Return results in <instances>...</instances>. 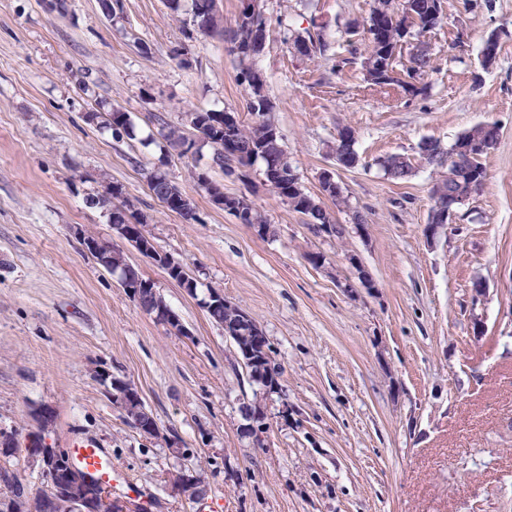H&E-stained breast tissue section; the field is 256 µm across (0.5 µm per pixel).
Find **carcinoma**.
<instances>
[{"label": "carcinoma", "instance_id": "obj_1", "mask_svg": "<svg viewBox=\"0 0 512 512\" xmlns=\"http://www.w3.org/2000/svg\"><path fill=\"white\" fill-rule=\"evenodd\" d=\"M215 0H192L191 15L188 25L200 26L198 32L210 19ZM409 8L418 17L420 25L432 28L441 24L445 18L443 0H405L401 4L397 0H372V6L364 32V52L362 60L363 81L371 88H400L403 92L417 96L425 92L426 87L416 88L403 78L414 70L419 78H424L433 69L432 53L428 50L420 52L410 60L411 68L403 67L399 70L389 62L395 45L402 37L401 29L394 23L393 17L403 6ZM231 38L238 44V51L233 54L236 63V78L245 96L247 113L250 121H239L233 125H224L218 119L223 111L216 109L196 108L187 112L190 117L191 129L197 132V139L202 146L211 149L219 148L223 151L224 162L230 161L251 170L259 164L263 175V183L267 190L293 211L303 214L308 219V225L317 235H323L341 241L345 238L346 230L343 225L336 223L332 213L313 195L306 192L300 179L288 176L292 169L288 161V154L283 145V136L272 134L277 128L273 118L274 106L264 104L268 94L267 81L260 80L261 69L257 66L258 55L250 51L255 44L257 32L243 20L235 23ZM294 46L298 53L309 59L322 56L330 49V43L318 35L297 36ZM87 120L100 124V127L112 132L117 139L124 137L136 138V127L129 113L115 108H105L98 104V110L88 113ZM349 137L336 144L335 151L347 159L346 166L351 167L357 162V153L354 149L356 142L355 131L348 129ZM158 146L163 154L178 151L187 141L179 127L164 126L159 132ZM498 132L494 125H478L462 133L448 146L447 154L452 155L457 150L466 147V141L479 139L496 144ZM385 174L395 181H405L411 175L410 164L402 155H390L380 162ZM487 177L485 157H480L469 164L468 176L459 179L458 165L448 162V173L441 179L433 192L443 193L465 191L469 184L484 180ZM145 178L150 190L155 195L182 198L183 191L172 181L168 174L157 167L145 171ZM107 190L127 212V223L145 225L148 217L138 211L119 184H110ZM243 208L242 220L245 224L255 225L265 233L271 232L265 214L254 203L246 204L240 195H224V210L234 214L238 208ZM209 319L219 326L227 328L240 336H251L258 330L256 320L243 308L224 300V306L214 312L208 313ZM275 395L273 391H263L257 388L252 390V396L242 402L241 415L248 411L267 406L268 400Z\"/></svg>", "mask_w": 512, "mask_h": 512}]
</instances>
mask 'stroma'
<instances>
[{"label": "stroma", "instance_id": "35a3bbf8", "mask_svg": "<svg viewBox=\"0 0 512 512\" xmlns=\"http://www.w3.org/2000/svg\"><path fill=\"white\" fill-rule=\"evenodd\" d=\"M372 0H266L259 66L288 158L307 192L334 172L347 200L335 209L345 241L319 236L306 216L248 180L211 165L212 150L161 157L147 137L182 126L194 107L244 112L223 36L173 18L164 0H120L111 22L99 0H0V430L18 447L0 455L40 485L27 448L92 440L136 482L151 512H512V0H444L433 30L425 94L364 87L361 33ZM499 32L495 63L483 42ZM322 33L312 59L292 40ZM186 45V60L174 57ZM104 102L129 112L136 139H114L85 115ZM499 130L482 190L452 224L427 238L435 165L422 142ZM355 129L359 162L338 164L342 127ZM413 164L401 183L380 158ZM163 166L190 196L185 222L150 191L144 170ZM209 170L225 193L247 195L274 233L255 235L214 206L192 180ZM121 184L159 249L197 278L188 293L159 265L129 251L186 334L156 322L100 267L74 233L112 238L103 182ZM362 215L363 230L354 217ZM326 255L314 267L307 253ZM355 254L374 285L342 288ZM220 288L248 311L283 368L259 446L240 432L252 387L232 341L201 301ZM133 382L162 440L132 428L108 394ZM287 416H280V408ZM54 420L41 428L39 415ZM184 447L169 452L167 439ZM206 469L209 494L174 491L169 473Z\"/></svg>", "mask_w": 512, "mask_h": 512}]
</instances>
